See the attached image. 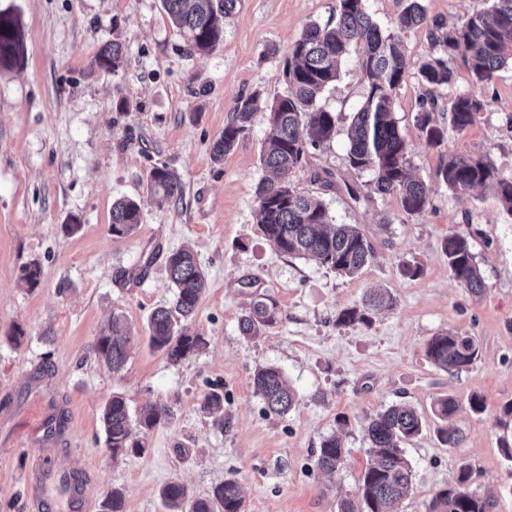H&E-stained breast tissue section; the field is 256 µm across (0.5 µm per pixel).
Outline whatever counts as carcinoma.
Listing matches in <instances>:
<instances>
[{
  "label": "carcinoma",
  "mask_w": 512,
  "mask_h": 512,
  "mask_svg": "<svg viewBox=\"0 0 512 512\" xmlns=\"http://www.w3.org/2000/svg\"><path fill=\"white\" fill-rule=\"evenodd\" d=\"M484 7L474 10L460 25L453 26L436 38L446 56L422 64L419 74L428 88L414 117L415 125L426 142L439 146L446 130L435 117L438 103L434 91L456 83L457 66L466 68L476 83H489L495 74L512 65V0H482ZM171 23L183 35L189 50L209 55L222 43L225 9L214 0H162ZM426 13L421 0H406L403 9L382 29L368 12L365 0H339L336 23L322 26L309 23L301 36L289 47L284 58L283 74L288 93L275 97L269 105L271 131L262 143L261 166L271 173L255 189L259 223L266 239L281 254L291 258H314L323 267L340 275L352 276L375 257L374 248L357 224H337L324 201L298 193L291 185L294 171L307 162L309 150L331 141L336 135V114L321 107L319 98L340 76V63L352 48H357L358 65L365 83L364 100L346 131L347 160L351 169L368 171L369 192L383 197L396 193L402 210L416 216L429 204V188L411 176L405 139L395 117V97L407 60L403 50L406 32L422 26ZM26 48L18 18L0 11V70L21 65ZM125 50L112 41L100 45L93 66L99 71L117 72L124 66ZM258 96L237 99L224 133L213 144L211 160L219 163L240 137L251 127ZM485 100L466 92L448 98L452 129L466 131L486 111ZM437 177L457 196L491 184L496 187L504 208L512 213V176H504L486 156H469L448 152V161ZM148 191L158 203L181 199L183 187L167 165H156L150 173ZM139 204L122 198L112 204L110 232L116 237L131 233L140 223ZM448 266L456 280L470 292L479 294L484 279L468 239L460 234L449 237L444 245ZM168 278L176 288L172 305L156 308L147 322L151 348L177 365L200 351L207 341L190 335L185 324L192 319L207 288L206 277L196 253L179 249L165 259ZM391 297L386 292L369 295L360 305L339 312L336 325H368L372 311L387 307ZM278 302L271 296L255 298L239 318L241 335L260 336L280 320ZM131 329L120 314L109 323L92 346L98 361L114 372L127 362ZM478 348L471 336L456 332L440 333L426 345L427 358L448 372H461L473 364ZM252 385L276 416L287 414L297 402L281 368L268 365L257 369ZM224 389L216 384L203 396L200 409L215 417L214 424L224 429ZM458 410L452 396L436 399L432 406L438 419L445 421ZM170 416L167 406L159 403L143 407L137 417L130 415L124 396L115 393L103 409L107 447L112 457L125 453L139 454L144 436ZM421 416L408 403H395L365 422L369 440L367 465L361 475L357 499L340 502L339 512H401L403 500L413 485V472L403 444L419 436ZM348 450L334 435L323 438L317 450V467L334 474L344 467ZM472 470L460 469L454 483L432 498L428 512H492L494 497L471 490ZM160 497L169 512H241L243 499L238 481L227 478L213 487L206 497H193L178 482L165 484Z\"/></svg>",
  "instance_id": "1"
}]
</instances>
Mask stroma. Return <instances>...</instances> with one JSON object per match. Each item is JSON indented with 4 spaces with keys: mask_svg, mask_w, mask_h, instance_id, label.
<instances>
[{
    "mask_svg": "<svg viewBox=\"0 0 512 512\" xmlns=\"http://www.w3.org/2000/svg\"><path fill=\"white\" fill-rule=\"evenodd\" d=\"M427 21L405 34L407 59L395 117L411 170L430 189L425 212H403L397 194L366 198L369 173L347 162L346 129L365 94L357 53L320 104L335 112L337 132L311 150L291 177L293 187L321 198L340 224L359 225L376 257L358 275L336 274L316 261L280 254L258 223L255 187L259 153L269 131L267 102L283 95V61L310 22L335 23L338 0H234L224 17V41L210 55L190 54L161 0H0L23 28L26 59L0 72V512H32L23 474L39 460L89 484L88 512H106L112 489L124 512H168L159 497L167 483L206 496L226 478L238 481L244 512H338L355 497L369 446L363 420L407 402L422 413L421 434L406 446L413 488L402 512H426L460 467L472 488L493 493V512H512V462L500 451L512 439V214L493 187L464 196L437 178L449 152L488 154L512 175V66L486 84L459 70L453 89L436 92L443 145L421 137L414 116L426 95L420 66L441 56L434 33L463 21L477 0H423ZM126 49L118 73L91 67L100 44ZM470 91L489 102L465 132L452 131L447 102ZM261 93L252 128L213 163V143L239 97ZM175 171L180 202L157 204L147 190L155 165ZM140 202V224L112 236V204ZM78 222L77 232L65 226ZM467 237L485 288L475 295L448 268L444 242ZM193 249L208 288L190 333L208 345L180 364L150 348V313L173 301L165 269L174 250ZM156 258L143 279L129 278L144 252ZM37 263L40 283H17L22 266ZM419 267L418 276L405 266ZM393 307L370 325L340 326L337 314L375 290ZM273 296L280 322L257 338L240 335L251 300ZM123 314L135 341L115 373L91 351L113 313ZM446 331L475 338V362L459 373L434 366L425 343ZM21 341H14V334ZM282 369L296 391L283 417L266 414L250 378L257 368ZM224 388V426L200 409L211 384ZM123 394L131 412L149 403L170 417L146 436L141 454L113 456L105 444L102 408ZM459 404L448 424L461 441L443 445L432 405ZM483 412H473L472 396ZM62 417L47 434L45 420ZM342 436L345 467L317 469L322 439Z\"/></svg>",
    "mask_w": 512,
    "mask_h": 512,
    "instance_id": "35a3bbf8",
    "label": "stroma"
}]
</instances>
